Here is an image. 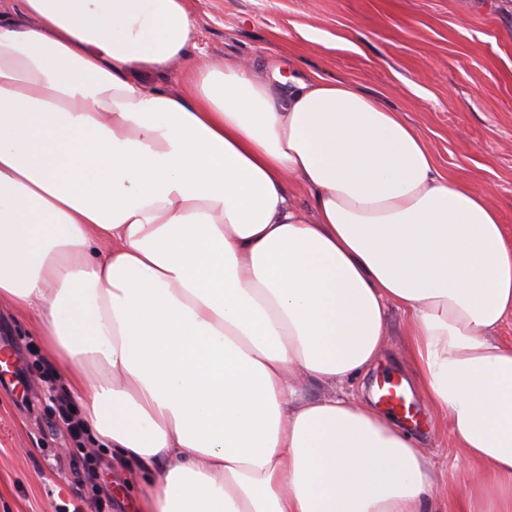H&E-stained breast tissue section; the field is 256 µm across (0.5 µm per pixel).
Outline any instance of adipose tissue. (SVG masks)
I'll list each match as a JSON object with an SVG mask.
<instances>
[{
	"mask_svg": "<svg viewBox=\"0 0 512 512\" xmlns=\"http://www.w3.org/2000/svg\"><path fill=\"white\" fill-rule=\"evenodd\" d=\"M193 35L185 0L0 7V297L91 441L144 472L138 512H442L415 436L295 385L364 378L392 305L485 474L461 512H512L500 211L352 80L202 63Z\"/></svg>",
	"mask_w": 512,
	"mask_h": 512,
	"instance_id": "ef3b65f1",
	"label": "adipose tissue"
}]
</instances>
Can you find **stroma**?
Wrapping results in <instances>:
<instances>
[{
  "label": "stroma",
  "mask_w": 512,
  "mask_h": 512,
  "mask_svg": "<svg viewBox=\"0 0 512 512\" xmlns=\"http://www.w3.org/2000/svg\"><path fill=\"white\" fill-rule=\"evenodd\" d=\"M195 23L194 57L256 64L259 75L290 64L347 78L397 107L423 134L440 173L487 193L512 227V0H185ZM406 315L390 308L387 348L367 381L411 378ZM19 348L23 383L0 382V512H96L83 459L42 401L45 380L66 376L44 351L32 317L0 300V343ZM413 429L437 465L435 495L457 512L480 469L450 425L420 395ZM112 512H136L132 467L109 464L111 449L87 443Z\"/></svg>",
  "instance_id": "35a3bbf8"
}]
</instances>
